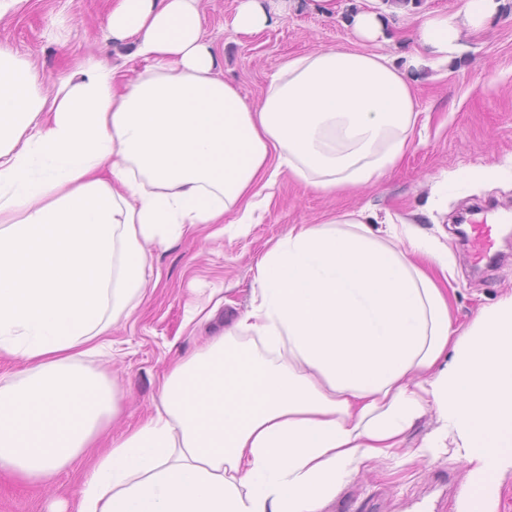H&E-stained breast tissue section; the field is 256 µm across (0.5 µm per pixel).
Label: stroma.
I'll return each instance as SVG.
<instances>
[{
    "label": "stroma",
    "instance_id": "1",
    "mask_svg": "<svg viewBox=\"0 0 512 512\" xmlns=\"http://www.w3.org/2000/svg\"><path fill=\"white\" fill-rule=\"evenodd\" d=\"M239 0H199L203 34L224 47V78L249 102L257 100L269 77L288 58L319 49H361L402 57L415 45L409 17L391 12L392 0H262L273 18L261 32L244 35L232 25ZM385 13L387 39L369 42L358 37L347 21L358 8ZM108 0H26L0 20V43L34 59L41 72L59 76L83 55L110 65H123L122 54L102 35ZM468 51L449 70H425L414 76L421 111V143L381 182L327 196L281 175L267 207L255 224L241 233H218L201 225L193 237L164 251H153L151 278L144 302L127 319H119L108 336L112 357L100 369L114 380L121 414L115 429L137 423L153 410L160 379L171 360L185 355L248 304L256 263L264 251L293 224H316L333 213L366 208L377 220L392 217L417 225L447 245L457 289L453 316L468 323L480 306L512 293V236L497 238V249L508 258L496 272L478 279L469 270L456 220L472 204L494 200L512 212V184H458L454 175L468 169L500 164L512 158V0L482 32L461 29ZM497 81L484 94L481 79ZM449 176L448 199L430 208L427 199L436 179ZM217 308L215 318L193 317L194 309ZM89 459L62 472L56 483L24 486L0 482V512H53L65 498L75 512L82 476ZM467 470L459 462L378 464L345 486L340 499L351 500L357 512H453L456 497L469 490Z\"/></svg>",
    "mask_w": 512,
    "mask_h": 512
}]
</instances>
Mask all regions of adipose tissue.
<instances>
[{"instance_id":"obj_1","label":"adipose tissue","mask_w":512,"mask_h":512,"mask_svg":"<svg viewBox=\"0 0 512 512\" xmlns=\"http://www.w3.org/2000/svg\"><path fill=\"white\" fill-rule=\"evenodd\" d=\"M129 67L93 56L47 81L0 44V477L49 485L120 413L96 368L150 286V252L199 225L254 221L281 174L333 194L417 145L411 71L452 64L502 0L418 18L403 64L359 50L288 59L258 102L225 81L198 0H110ZM366 209L295 224L249 304L176 359L153 413L113 434L76 512H322L383 461L454 446L496 512L512 471V294L458 324L448 249ZM440 426L404 436L427 413ZM440 423L433 413H428L423 418L415 422L411 429L406 433L404 447L416 448L425 438H427Z\"/></svg>"}]
</instances>
